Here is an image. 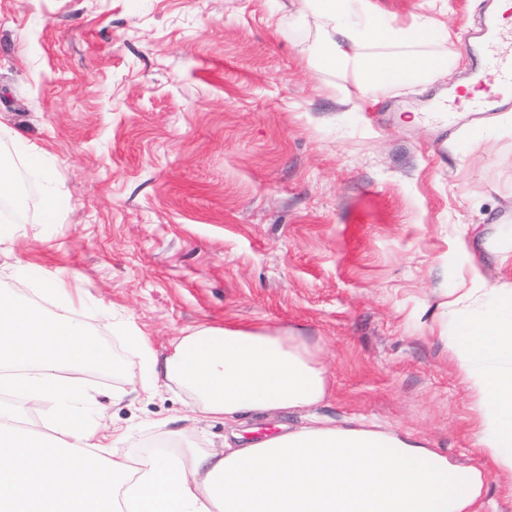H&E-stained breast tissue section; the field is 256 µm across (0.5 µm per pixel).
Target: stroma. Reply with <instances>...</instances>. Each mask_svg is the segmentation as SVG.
Wrapping results in <instances>:
<instances>
[{"mask_svg": "<svg viewBox=\"0 0 512 512\" xmlns=\"http://www.w3.org/2000/svg\"><path fill=\"white\" fill-rule=\"evenodd\" d=\"M373 2L445 22L421 49L455 66L356 109L361 90L322 67L328 39L299 0H0V155L30 177L0 286L52 311L39 281L81 278L76 315L127 368L79 375L126 432L117 453L197 431L220 448L228 428L189 420L177 390L142 393L105 310L160 359L188 328H264L318 351L329 388L312 416L424 437L482 471L476 512H512L442 315L471 268L512 281L491 256L512 250V112L477 131L406 124L465 80L481 0Z\"/></svg>", "mask_w": 512, "mask_h": 512, "instance_id": "stroma-1", "label": "stroma"}]
</instances>
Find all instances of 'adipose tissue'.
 Returning <instances> with one entry per match:
<instances>
[{
  "label": "adipose tissue",
  "instance_id": "1",
  "mask_svg": "<svg viewBox=\"0 0 512 512\" xmlns=\"http://www.w3.org/2000/svg\"><path fill=\"white\" fill-rule=\"evenodd\" d=\"M318 28L332 31L324 68L351 70L359 87L430 81L448 60L419 53L431 29L384 18L372 0H303ZM55 312L0 290V512H474L483 477L451 462L426 438L376 425L320 420L243 440L223 450L161 449L114 454L104 417L74 370L123 378L122 362L76 316L84 290L41 280ZM496 309L455 314L451 342L474 399L476 443L512 475V283L496 284ZM144 366V390L165 379L188 397L191 417L234 425L319 404L328 377L299 337L234 326L176 337L157 361L146 336L118 323ZM51 409V433L28 426L9 404Z\"/></svg>",
  "mask_w": 512,
  "mask_h": 512
}]
</instances>
